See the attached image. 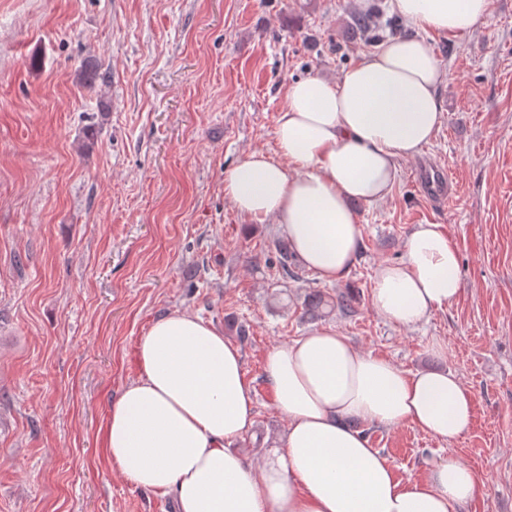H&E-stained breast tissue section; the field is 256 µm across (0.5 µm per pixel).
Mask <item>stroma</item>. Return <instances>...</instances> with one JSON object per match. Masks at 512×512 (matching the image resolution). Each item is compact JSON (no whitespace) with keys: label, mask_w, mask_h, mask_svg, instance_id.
Segmentation results:
<instances>
[{"label":"stroma","mask_w":512,"mask_h":512,"mask_svg":"<svg viewBox=\"0 0 512 512\" xmlns=\"http://www.w3.org/2000/svg\"><path fill=\"white\" fill-rule=\"evenodd\" d=\"M369 12L371 36L354 26ZM407 31L390 0H0V512H175L97 440L139 375L140 340L174 311L239 349L255 415L234 446L251 463L288 424L268 352L332 327L406 371L448 370L473 394V420L450 443L408 422L366 428L396 478L453 455L480 482L462 512H512V0H490L466 34L427 35L447 79L422 155L447 169L454 196L420 195L403 161L386 199L356 204L362 245L343 281L304 268L285 282L255 262L280 231L224 195L225 168L276 155L289 83L338 78ZM85 64L106 83L81 81ZM419 224L457 245L463 290L404 327L370 295ZM314 289L352 292L354 312L305 321Z\"/></svg>","instance_id":"obj_1"}]
</instances>
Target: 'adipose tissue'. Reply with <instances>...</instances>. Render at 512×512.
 Listing matches in <instances>:
<instances>
[{
    "instance_id": "1",
    "label": "adipose tissue",
    "mask_w": 512,
    "mask_h": 512,
    "mask_svg": "<svg viewBox=\"0 0 512 512\" xmlns=\"http://www.w3.org/2000/svg\"><path fill=\"white\" fill-rule=\"evenodd\" d=\"M490 0H391L412 28L364 54L338 79L289 85L271 158L255 150L224 171V194L257 224H278L297 259L327 283L345 279L361 245L355 203L391 191L402 160L439 131L446 73L424 32L457 35L489 15ZM405 258L379 266L370 304L404 327L462 292L459 249L437 224H419ZM140 373L100 429L108 460L131 484L172 496L177 512H459L479 481L448 457L425 478L399 481L363 428L408 422L443 441L470 425L473 396L443 370L407 372L357 350L328 328L272 349L274 402L288 417L281 449L260 465L233 442L254 425L241 354L199 316L170 312L138 346Z\"/></svg>"
}]
</instances>
